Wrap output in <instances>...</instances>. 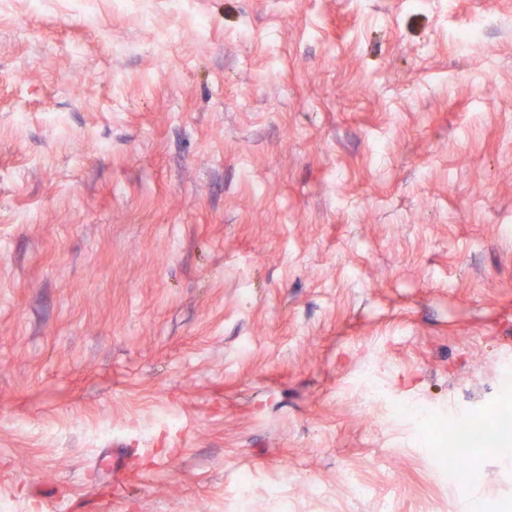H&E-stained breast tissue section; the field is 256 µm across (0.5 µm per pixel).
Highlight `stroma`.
<instances>
[{
	"instance_id": "obj_1",
	"label": "stroma",
	"mask_w": 512,
	"mask_h": 512,
	"mask_svg": "<svg viewBox=\"0 0 512 512\" xmlns=\"http://www.w3.org/2000/svg\"><path fill=\"white\" fill-rule=\"evenodd\" d=\"M507 356L512 0L0 10L15 512H232L244 473L246 512H496L512 452L448 488L431 425L353 387L371 364L451 416L497 404Z\"/></svg>"
}]
</instances>
